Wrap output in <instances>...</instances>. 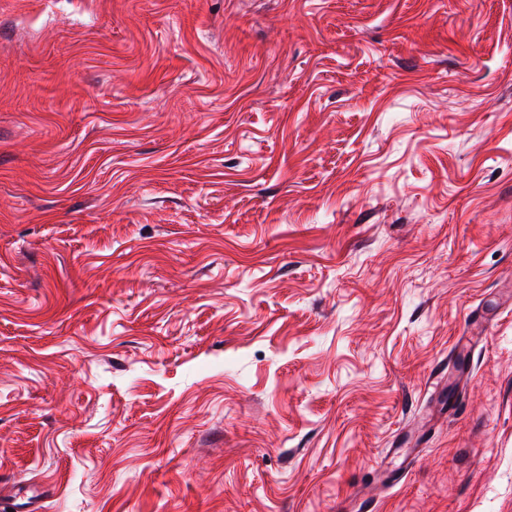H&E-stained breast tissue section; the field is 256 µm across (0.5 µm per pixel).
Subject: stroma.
Returning <instances> with one entry per match:
<instances>
[{
    "mask_svg": "<svg viewBox=\"0 0 512 512\" xmlns=\"http://www.w3.org/2000/svg\"><path fill=\"white\" fill-rule=\"evenodd\" d=\"M510 290L512 0H0V512H512Z\"/></svg>",
    "mask_w": 512,
    "mask_h": 512,
    "instance_id": "35a3bbf8",
    "label": "stroma"
}]
</instances>
